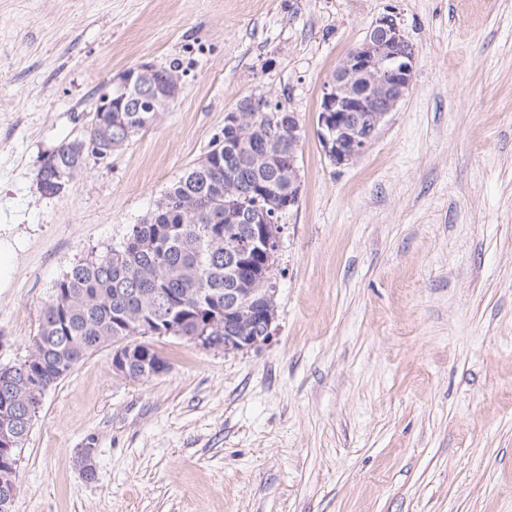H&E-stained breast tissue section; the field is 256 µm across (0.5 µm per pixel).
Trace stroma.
Listing matches in <instances>:
<instances>
[{
  "label": "stroma",
  "instance_id": "obj_1",
  "mask_svg": "<svg viewBox=\"0 0 512 512\" xmlns=\"http://www.w3.org/2000/svg\"><path fill=\"white\" fill-rule=\"evenodd\" d=\"M391 13L418 58L370 149L338 167L326 82ZM180 60L171 111L60 196L44 157L96 90ZM245 97L298 115L270 340L112 349L43 397L14 512H512V0H0V365L54 283L123 240ZM94 451V479L79 457Z\"/></svg>",
  "mask_w": 512,
  "mask_h": 512
}]
</instances>
